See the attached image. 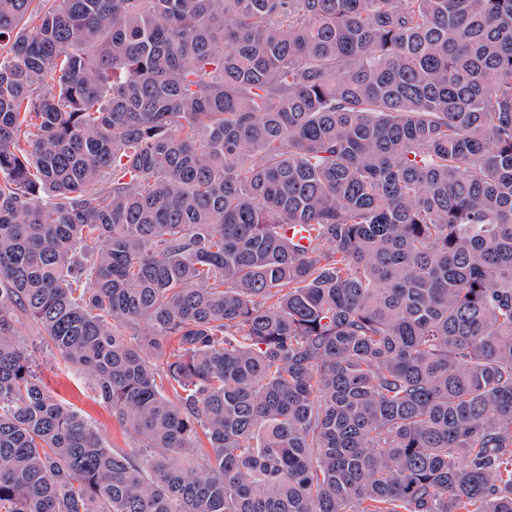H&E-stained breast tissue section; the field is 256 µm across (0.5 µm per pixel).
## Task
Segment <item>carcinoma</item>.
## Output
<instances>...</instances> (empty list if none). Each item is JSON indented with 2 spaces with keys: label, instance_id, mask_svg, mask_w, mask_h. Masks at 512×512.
Instances as JSON below:
<instances>
[{
  "label": "carcinoma",
  "instance_id": "obj_1",
  "mask_svg": "<svg viewBox=\"0 0 512 512\" xmlns=\"http://www.w3.org/2000/svg\"><path fill=\"white\" fill-rule=\"evenodd\" d=\"M0 512H512V0H0ZM37 371L54 395L79 409L99 430L108 448H134L130 433L99 397L92 381L64 367L60 357L49 350L37 352Z\"/></svg>",
  "mask_w": 512,
  "mask_h": 512
}]
</instances>
